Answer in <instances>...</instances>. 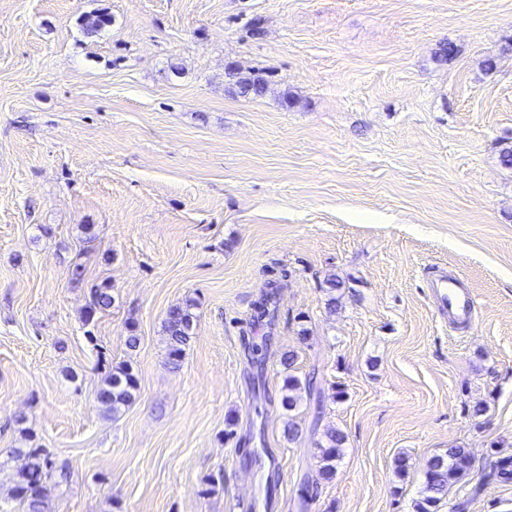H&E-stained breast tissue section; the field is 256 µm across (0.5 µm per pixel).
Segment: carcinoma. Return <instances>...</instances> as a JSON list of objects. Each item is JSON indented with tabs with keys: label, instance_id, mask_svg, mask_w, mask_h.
Returning a JSON list of instances; mask_svg holds the SVG:
<instances>
[{
	"label": "carcinoma",
	"instance_id": "cac0c4a2",
	"mask_svg": "<svg viewBox=\"0 0 512 512\" xmlns=\"http://www.w3.org/2000/svg\"><path fill=\"white\" fill-rule=\"evenodd\" d=\"M111 26L112 16L106 11L90 12L82 18V27L88 34L99 33ZM225 77L230 92L239 97H261L269 89V80L263 73H245L234 64L225 68ZM111 306V286L101 285L94 289L85 322L92 321L96 313ZM194 308V303L189 301L175 304L169 308L164 320L167 361L174 369L180 368L185 352L196 336ZM281 363L288 368L281 387L280 404L288 413L285 434L291 440L299 433L296 411L301 402L300 391L306 389L309 394H314L317 391L316 377L309 375L302 381L293 374L295 354L292 351L282 355ZM138 389V378L131 365L120 363L113 366L98 391L101 410L107 416L119 415L135 400ZM344 443L343 432L335 428L324 432V439L318 443V474L314 478H304L297 490L300 512H308L319 498L321 486L333 478ZM14 455L21 460L13 486V497L21 506V512H49V483L69 482L72 476L69 467L54 465L43 448H16ZM472 461L473 453L462 446H452L445 453L431 457L424 472L420 498L414 503L415 512H438L442 503L448 500L449 487L468 474ZM485 478L501 484L512 483V456L501 458Z\"/></svg>",
	"mask_w": 512,
	"mask_h": 512
}]
</instances>
